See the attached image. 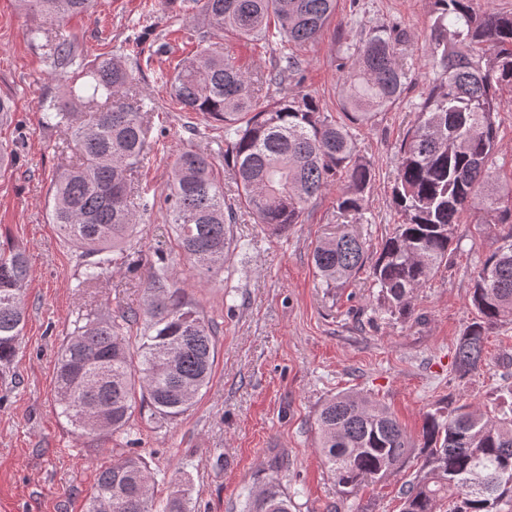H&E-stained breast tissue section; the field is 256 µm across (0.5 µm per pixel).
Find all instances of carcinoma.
Instances as JSON below:
<instances>
[{"instance_id": "obj_1", "label": "carcinoma", "mask_w": 512, "mask_h": 512, "mask_svg": "<svg viewBox=\"0 0 512 512\" xmlns=\"http://www.w3.org/2000/svg\"><path fill=\"white\" fill-rule=\"evenodd\" d=\"M40 15L32 36L52 39V64L69 81L71 99L43 100L45 123L60 130L75 160L51 188L48 218L80 250L78 287L97 285L112 265L110 252L132 235L149 200L134 193L132 176L149 149L156 106L119 58L86 61L64 34V21L87 13L92 0H20ZM198 25V50L172 76L171 98L185 112L224 124V165L234 197L213 176L211 154L180 151L166 195L170 229L181 253L202 276L224 275L230 224L245 209L276 232L300 224L309 205L344 179L337 198L344 215L365 219L371 166L354 152V127L389 111L411 84L399 63L405 32L394 25L364 30L342 42L343 114L338 122L308 95L283 93L262 101L266 84L283 86L302 76L298 54L316 39L337 0H189ZM426 36L442 66L402 140L393 197L402 216L371 265L387 311L411 314L413 291L423 287L456 239L460 211L479 202L508 225L501 244L481 262L471 303L477 312L459 338L455 368L463 376L485 360L490 329L512 321V208L499 207L493 181L496 93L512 86V12L478 14L472 0H434ZM275 40L278 53L258 76L224 52L226 37ZM368 259L359 236L344 232L321 240L312 260L329 288L358 273ZM26 250H0V365L11 363L26 319ZM140 335H124L126 313L75 321L56 370L59 415L83 436L102 440L130 431L135 408L155 423L173 421L194 407L217 355L215 326L180 294L163 254L150 265ZM318 447L341 495L382 479L410 458L414 443L396 418L366 397L338 393L318 411ZM421 465L402 490V512H498L512 501V408L488 415L461 405L425 417ZM152 476L142 458L128 454L100 471L88 512L104 501L111 512H190L189 490L173 481L162 510L150 494ZM292 501L271 470L259 492L247 490L241 512H291Z\"/></svg>"}]
</instances>
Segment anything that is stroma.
I'll return each instance as SVG.
<instances>
[{
    "instance_id": "stroma-1",
    "label": "stroma",
    "mask_w": 512,
    "mask_h": 512,
    "mask_svg": "<svg viewBox=\"0 0 512 512\" xmlns=\"http://www.w3.org/2000/svg\"><path fill=\"white\" fill-rule=\"evenodd\" d=\"M433 15L434 0H338L321 36L299 52L304 79L290 91L312 95L338 118L342 38L395 22L409 35L400 59L412 65L415 82L395 107L355 131L356 152L374 175L367 223L339 213V182L313 200L303 223L283 233L239 210L224 276L208 281L182 259L164 206L173 161L185 148H209L218 177L228 176L223 124L180 111L159 79L198 46L189 11L165 8L161 0H94L88 14L70 18L64 30L86 59L124 57L157 106L151 150L139 169L155 206L141 216L133 240L115 254L99 285L82 288L73 248L48 221L53 178L72 152L65 136L44 124L40 103L64 97L65 88L51 74L46 39L30 37L39 18L18 0H0V97L13 105L11 122L0 124V144L17 151L15 164L0 171V245L25 248L31 267L22 342L9 367L0 369V512H86L100 470L133 451L154 477L155 500L166 498L176 477L187 485L194 512H239L241 492L256 486L278 456L293 512H400L412 463L361 486L355 498L341 497L318 448L315 419L327 398L340 392L376 398L415 441L427 414L512 403V322L490 330L479 370L462 376L454 366L455 346L476 317L473 278L499 245L501 227L481 206L460 214L458 243L447 264L415 290L410 317L379 312L370 270L329 288L312 264L322 237L347 229L376 252L400 222L393 203L400 144L438 73L424 40ZM143 33L165 42L166 53H139L135 38ZM497 101L494 176L507 191L512 87H500ZM160 251L172 260L186 298L216 322L212 378L183 416L160 428L147 414H134V443L114 437L100 448L55 412L57 353L78 316L142 312L144 281Z\"/></svg>"
}]
</instances>
